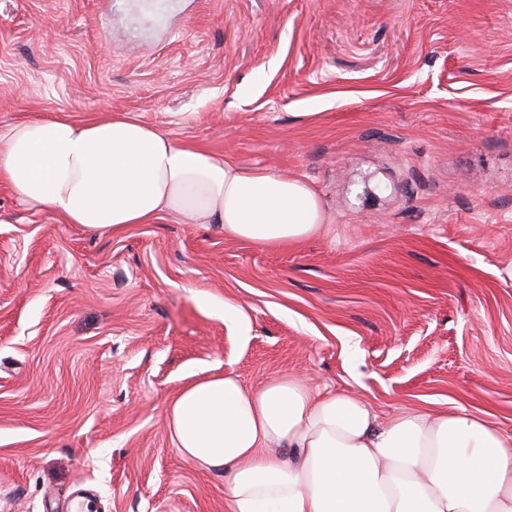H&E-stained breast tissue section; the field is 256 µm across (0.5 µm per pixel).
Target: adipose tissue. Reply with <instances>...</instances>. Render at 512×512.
Instances as JSON below:
<instances>
[{
    "instance_id": "obj_1",
    "label": "adipose tissue",
    "mask_w": 512,
    "mask_h": 512,
    "mask_svg": "<svg viewBox=\"0 0 512 512\" xmlns=\"http://www.w3.org/2000/svg\"><path fill=\"white\" fill-rule=\"evenodd\" d=\"M0 181L30 209L91 231L178 215L279 247L325 229L301 180L120 112L12 125L0 135ZM167 420L183 458L223 474L226 512H512V434L485 411L425 401L383 415L294 375L248 387L227 373L182 387Z\"/></svg>"
}]
</instances>
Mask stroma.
Returning <instances> with one entry per match:
<instances>
[{
	"instance_id": "obj_1",
	"label": "stroma",
	"mask_w": 512,
	"mask_h": 512,
	"mask_svg": "<svg viewBox=\"0 0 512 512\" xmlns=\"http://www.w3.org/2000/svg\"><path fill=\"white\" fill-rule=\"evenodd\" d=\"M112 112L302 180L326 229L92 232L0 182V512H224L167 410L227 371L512 433V0H0V132Z\"/></svg>"
}]
</instances>
